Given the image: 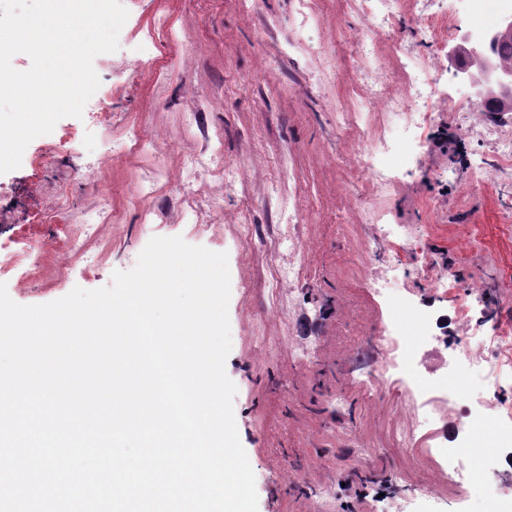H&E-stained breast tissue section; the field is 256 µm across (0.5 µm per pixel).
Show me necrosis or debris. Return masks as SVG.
I'll use <instances>...</instances> for the list:
<instances>
[{
  "label": "necrosis or debris",
  "instance_id": "obj_1",
  "mask_svg": "<svg viewBox=\"0 0 512 512\" xmlns=\"http://www.w3.org/2000/svg\"><path fill=\"white\" fill-rule=\"evenodd\" d=\"M358 10L370 22L369 35L353 43L355 59L364 71L360 84V99L353 109H337L340 126L368 128L371 131L364 144L353 149L350 160L355 179L363 181L372 195L387 193L393 186L398 170L407 161V152L416 147L426 127L433 119L430 110L438 94L431 77V63L413 58L410 47L393 41L390 52L404 70L403 90L394 93L383 69L374 66L375 35L391 32L403 7L402 0H357ZM485 102L478 93L468 91L462 98L449 99L448 113L464 132L489 142L498 163H512V138L503 136L493 124L474 122L476 111ZM208 171L223 179L225 185L244 180L243 169L225 159L221 137L211 138L208 148L201 152L184 154L181 174L189 177ZM281 226L277 245L288 253L287 265L280 268L269 286L273 293L304 277L307 247L297 234V216L290 209L280 211ZM372 288L381 295L390 309L400 313V320L390 321L379 330L375 346L381 357L380 370L372 371L363 380L364 388L380 383L381 375H388L407 399L408 407L421 418L430 436H437L438 422L447 409H454L460 427L489 422L486 412L487 397L512 377V330L501 326L486 328L473 321L465 307H457L456 316L468 338L466 345L453 349L446 372L442 373L436 391L424 390L414 371L420 362L448 349L445 337L436 335L428 312L417 306L410 297L398 264H389L381 277L372 280ZM415 337L414 348H407V337Z\"/></svg>",
  "mask_w": 512,
  "mask_h": 512
}]
</instances>
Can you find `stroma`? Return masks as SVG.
<instances>
[{
    "label": "stroma",
    "instance_id": "35a3bbf8",
    "mask_svg": "<svg viewBox=\"0 0 512 512\" xmlns=\"http://www.w3.org/2000/svg\"><path fill=\"white\" fill-rule=\"evenodd\" d=\"M311 22L314 42L328 49L367 35L368 25L346 0H318ZM436 0H406L398 29L416 55L434 60L440 89L457 94L463 85L445 56H432L419 42L414 19ZM167 15L176 39L151 41L153 72L127 77L119 57L97 55L105 129L89 130L85 119H60L51 133L33 139L21 165L0 174V254L18 238L46 241L50 249L36 279L19 285L17 273L0 267V283L21 305L46 304L74 288L109 286L115 271L135 267L155 237L179 236L189 245L226 253L230 273L228 318L231 349L225 363L237 392L233 410L240 442L255 475L258 512H316L320 485L332 490L335 512H394L404 489L416 490L415 512H512V456L501 457L491 431L474 429L468 462L493 465L482 481L441 472L428 433L405 417L400 395L367 397L358 383L379 358L362 331L388 322L390 312L370 281L380 273L376 256L384 244L375 225L362 221L363 183L350 177L346 155L362 131L343 134L336 103L351 100L355 58L297 54L274 56L275 44L297 27L294 0H259L255 12L240 0H137L129 20L149 29ZM272 26L274 39L262 33ZM272 55L270 70L257 76L258 61ZM410 164L377 204L395 224L415 227L418 248L400 250L405 282L418 305L430 311L439 334L460 324L455 304L475 317L493 312L512 323V169L494 176L495 186L475 190L472 166L492 163L490 147L464 134L440 105ZM201 113L200 126H182L183 113ZM158 138L157 151L132 149L98 164L106 136L129 127ZM81 133L63 149V130ZM221 135L225 158L247 174L235 190L202 174L178 184L181 157L200 149L206 135ZM163 171L143 223L135 195L154 171ZM278 175L302 216L300 235L310 266L273 310L264 279L287 260L274 243L250 246L235 237L234 218L249 210L253 223L270 228L279 207L266 199V180ZM223 193L224 211L203 214L201 225L173 218L184 195L204 202ZM110 201L114 220L99 225L89 242L95 266L66 256L55 234L60 220L82 231L87 213ZM446 268L457 302L433 288L426 264ZM265 323L255 340V320Z\"/></svg>",
    "mask_w": 512,
    "mask_h": 512
}]
</instances>
